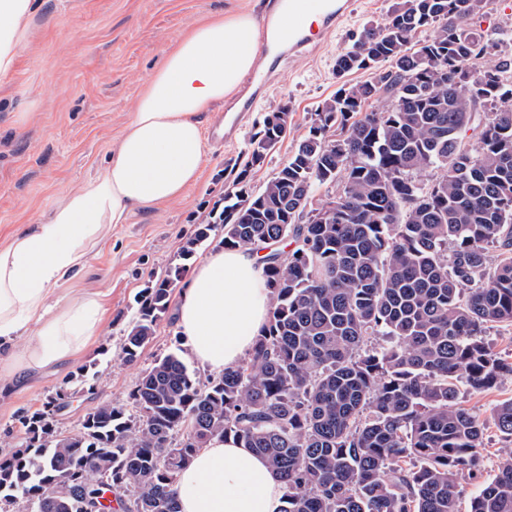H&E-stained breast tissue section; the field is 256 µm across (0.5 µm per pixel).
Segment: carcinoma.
Wrapping results in <instances>:
<instances>
[{
  "instance_id": "carcinoma-1",
  "label": "carcinoma",
  "mask_w": 512,
  "mask_h": 512,
  "mask_svg": "<svg viewBox=\"0 0 512 512\" xmlns=\"http://www.w3.org/2000/svg\"><path fill=\"white\" fill-rule=\"evenodd\" d=\"M480 2L403 0L364 28L336 76L368 78L314 112L255 192L249 172L291 130L288 104L266 115L215 221L181 249L192 258L219 228L227 249L268 251L272 306L246 357L202 383L170 353L129 403L97 404L70 436L55 419L68 392L48 398L0 458V512H111V493L127 512H178L180 470L215 439L279 473L281 512H460L465 477L478 482L469 512H512V451L483 479L484 422L458 403L512 378L486 341L512 326V61L473 69L498 47L468 25ZM379 98L387 109L364 111ZM336 183V210L314 206ZM179 274L144 289L126 362ZM493 417L512 441V398Z\"/></svg>"
}]
</instances>
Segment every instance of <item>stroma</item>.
Segmentation results:
<instances>
[{"instance_id": "stroma-1", "label": "stroma", "mask_w": 512, "mask_h": 512, "mask_svg": "<svg viewBox=\"0 0 512 512\" xmlns=\"http://www.w3.org/2000/svg\"><path fill=\"white\" fill-rule=\"evenodd\" d=\"M400 0H352L346 19L316 50L294 55L281 76L257 98L234 142L207 148L197 183L179 201L135 210L128 223L113 225L89 255L83 274L65 285L68 293H105L104 329L76 361L30 376L0 395V455L14 451L23 415L40 409L61 389L71 396L60 413V432H77L85 413L101 402L127 403L141 376L159 359L188 344L176 312L183 290L175 284L167 312L158 321L136 363L122 360V347L138 299L150 282L179 265L194 268L220 246L212 235L189 260L181 248L248 159L249 141L264 117L281 105L292 109V130L250 174L261 189L306 134L311 115L331 98L340 80L335 64L364 27L384 26ZM225 0H44L8 78L0 80V244L95 175L129 120L137 97L162 60L165 48L196 24L222 11ZM497 49L476 62L487 68L512 59V8L487 0L469 19ZM87 373L90 389L77 378ZM512 398V380L460 402L485 421L486 475H493L508 443L492 418L493 408Z\"/></svg>"}]
</instances>
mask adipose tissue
Listing matches in <instances>:
<instances>
[{
    "label": "adipose tissue",
    "mask_w": 512,
    "mask_h": 512,
    "mask_svg": "<svg viewBox=\"0 0 512 512\" xmlns=\"http://www.w3.org/2000/svg\"><path fill=\"white\" fill-rule=\"evenodd\" d=\"M38 0H0V76L27 37ZM289 23L280 6L269 30L252 12L228 7L164 54L99 173L38 223L0 248V392L26 373L70 361L101 335V296L61 287L131 209L174 201L204 165L200 115L235 99L245 77L269 65L261 39L281 45ZM260 256L242 248L209 254L181 294L177 327L193 356L215 373L235 366L265 323L271 296ZM180 512H280L283 484L251 449L213 441L178 475Z\"/></svg>",
    "instance_id": "1"
}]
</instances>
